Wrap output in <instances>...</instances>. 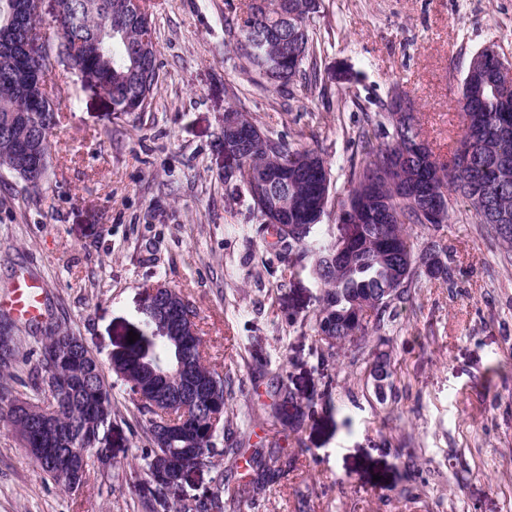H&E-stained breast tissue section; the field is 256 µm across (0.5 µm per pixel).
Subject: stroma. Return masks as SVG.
I'll return each mask as SVG.
<instances>
[{
    "label": "stroma",
    "instance_id": "35a3bbf8",
    "mask_svg": "<svg viewBox=\"0 0 512 512\" xmlns=\"http://www.w3.org/2000/svg\"><path fill=\"white\" fill-rule=\"evenodd\" d=\"M248 0H147L158 80L149 106L116 112L106 94L51 75L58 127L39 188L0 168V301L21 278L99 360L112 386L108 461L66 490L0 421V512H142L154 485L142 451L150 417L115 386L110 361L142 330L147 289L194 304L207 363L233 381L224 430L297 459L260 505L240 512H512V248L466 203L448 222L408 228L457 259L454 280L422 275L393 321L336 349L316 330L323 292L270 244L216 145L237 105L265 130L320 152L344 196L353 138L401 92L447 161L469 61L495 46L512 61V0H322L314 39L322 84L259 85L229 32ZM388 351L393 390L368 376ZM279 379L287 398L269 388ZM225 458L190 470L181 494H211ZM306 509H299V499Z\"/></svg>",
    "mask_w": 512,
    "mask_h": 512
}]
</instances>
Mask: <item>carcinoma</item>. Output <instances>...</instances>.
I'll list each match as a JSON object with an SVG mask.
<instances>
[{
	"instance_id": "1",
	"label": "carcinoma",
	"mask_w": 512,
	"mask_h": 512,
	"mask_svg": "<svg viewBox=\"0 0 512 512\" xmlns=\"http://www.w3.org/2000/svg\"><path fill=\"white\" fill-rule=\"evenodd\" d=\"M31 14L29 26L18 30L14 44L6 34L14 25L13 0H0V161L33 187L45 178L47 166L34 171L25 165L32 141L50 150V138L58 123L57 112L28 85V70L38 59L55 53L63 70L82 84L102 89L117 111H144L157 85V46L147 9L142 23L116 34L107 28L126 0H60L63 34L57 42L37 25V0H26ZM308 0H249L246 11L236 18L233 29L237 41L254 38V28L279 29L282 39L264 37L258 52L244 55L265 82L285 88L301 78L310 85L318 82V63L312 22L317 12L307 8ZM458 104L463 116L459 147L463 155H453L444 164L413 155L420 135L413 112H400L391 100L387 112L367 119L354 143L367 160L350 167L347 195L337 201L336 223L352 221L361 235L346 250L351 261L342 264L330 258L333 243L320 236V223L329 201L321 184L331 181L328 163L314 150L299 148L284 137L265 133L249 142L245 156L250 161L245 189L266 224L273 221L305 224V235L284 243V252L308 256L311 275L324 286V306L317 319V332L342 340L356 333L366 336L368 323H381L393 315L395 303L404 300L414 277L420 273L445 282L452 281L454 269L442 265L422 270L430 256L444 249L436 241L419 252L402 255L399 247L408 242L406 225L420 224L419 209L426 200L416 195L423 182L433 185L448 221L454 200H465L479 223L494 237L512 248V64L498 52L483 50L470 60ZM288 168L282 181L265 182V176ZM391 295L387 304L371 306L372 316L357 311L360 300L378 301ZM200 342L183 347L165 333L153 316H148L145 332L112 359V370L124 392L140 396L141 406L154 417L164 413L177 423L183 441L175 445L154 441L145 461L152 469L157 453L166 455L168 469L178 474L194 465L193 458L179 448H211L219 426L213 415L224 412V376L201 360ZM148 357L158 371H172L180 360L189 358L198 372L217 377L211 400L198 403L166 401L152 374L143 368ZM30 364L28 382L34 395L43 393L46 381L53 389L42 399L30 401L12 396L0 387V418L19 436L23 447L64 489L81 486L89 471V456H101L100 438L112 420V393L96 366V360L74 333L45 323L39 349L23 357ZM251 476L233 484L221 483L209 502H186L178 487L157 484L160 494L173 499L175 512H218L255 503L268 488L293 468L294 458L279 449L255 448L249 455Z\"/></svg>"
}]
</instances>
